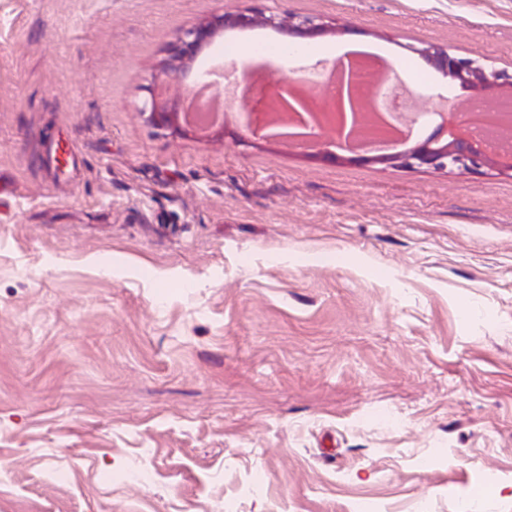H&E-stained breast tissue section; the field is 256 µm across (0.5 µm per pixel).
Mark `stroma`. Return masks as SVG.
<instances>
[{"mask_svg":"<svg viewBox=\"0 0 512 512\" xmlns=\"http://www.w3.org/2000/svg\"><path fill=\"white\" fill-rule=\"evenodd\" d=\"M247 10L338 27L273 84L360 47L467 110L419 44L512 75V0H0V512H512V176L148 124L284 44L163 75ZM214 37L215 31L210 26L200 25L186 30L184 36L171 47L169 58L164 63V72L175 78L181 75L187 64L204 46L210 44ZM149 106V112H147ZM182 105L181 100L176 99L170 106L158 107L154 96L151 95V100L148 104H144L141 108L140 114L145 117V120L153 126L160 129H173L180 132L182 125L185 124L181 120Z\"/></svg>","mask_w":512,"mask_h":512,"instance_id":"obj_1","label":"stroma"}]
</instances>
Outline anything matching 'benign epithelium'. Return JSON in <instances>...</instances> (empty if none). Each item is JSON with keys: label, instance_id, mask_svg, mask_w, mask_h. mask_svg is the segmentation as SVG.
Instances as JSON below:
<instances>
[{"label": "benign epithelium", "instance_id": "7a95c632", "mask_svg": "<svg viewBox=\"0 0 512 512\" xmlns=\"http://www.w3.org/2000/svg\"><path fill=\"white\" fill-rule=\"evenodd\" d=\"M266 26L279 29L289 34L316 36L334 29L330 21L304 18L296 23L285 20L278 15L240 13L230 19V23L239 27H250L257 21ZM215 31L209 26H195L184 33V36L171 47L169 58L164 63V72L173 77L181 75L187 64L199 51L210 44ZM407 50L422 57L430 66L444 76L458 83L463 88L474 91L487 89L505 90L512 88V76L500 72L478 59L461 58L448 51L432 46H409ZM181 100L171 105L159 107L155 100L141 108V115L153 126L160 129L180 131L184 122L181 120ZM456 132L448 133V120L439 122L429 136L420 144L387 155L369 157V161L391 167L416 168L426 167L435 171H477L482 167L501 166L512 172V163H499V153L488 147L477 146V140L461 130V125L454 126Z\"/></svg>", "mask_w": 512, "mask_h": 512}]
</instances>
